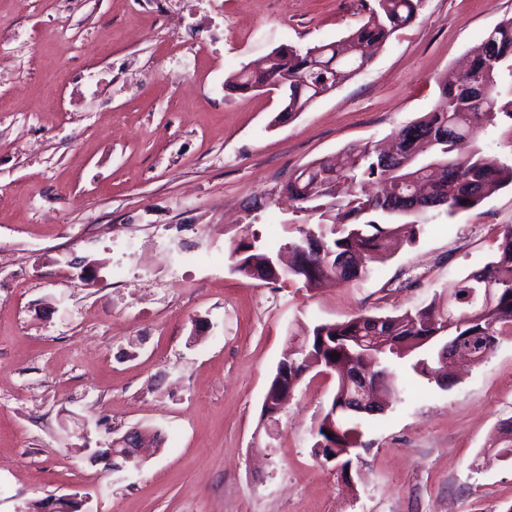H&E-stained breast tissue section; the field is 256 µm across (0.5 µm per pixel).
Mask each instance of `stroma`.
Returning a JSON list of instances; mask_svg holds the SVG:
<instances>
[{
  "instance_id": "obj_1",
  "label": "stroma",
  "mask_w": 512,
  "mask_h": 512,
  "mask_svg": "<svg viewBox=\"0 0 512 512\" xmlns=\"http://www.w3.org/2000/svg\"><path fill=\"white\" fill-rule=\"evenodd\" d=\"M49 2L0 0V512L65 495L85 512H512V455L493 444L512 420V337L449 364L444 387L396 365L400 395L363 416L347 481L312 452L332 377L308 373L276 424L262 417L302 327L447 301L489 262L511 185L345 284L248 282L230 254L316 223L285 198L291 174L430 111L512 0H423L280 124L279 94L228 78L346 37L357 0H180L175 35L136 0H82L65 34ZM133 427L160 448L110 469L99 449Z\"/></svg>"
}]
</instances>
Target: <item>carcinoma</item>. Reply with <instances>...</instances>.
Segmentation results:
<instances>
[{
    "label": "carcinoma",
    "mask_w": 512,
    "mask_h": 512,
    "mask_svg": "<svg viewBox=\"0 0 512 512\" xmlns=\"http://www.w3.org/2000/svg\"><path fill=\"white\" fill-rule=\"evenodd\" d=\"M422 0H361L360 25L343 40L275 51L265 70L253 75L241 70L227 85L249 92L256 85L275 86L283 108L277 119L294 118L313 105L317 91L327 92L366 67L363 50L388 40L417 18ZM512 75V18L495 26L474 50L464 74L439 84L433 108L398 129L397 157L386 160L367 145L344 149L339 160H316L295 171L284 186L288 201L301 211L319 213L316 235L298 230L287 242L296 261L284 279L313 288L328 279L350 282L370 274L373 262L390 258L399 220L410 219L412 234L423 231L428 213L453 216L478 206L498 189L512 184V165L485 161L471 138L473 128L512 122V101L499 103L497 82ZM497 251L482 268L472 271L448 290V306L431 302L399 314H358L344 322L318 323L305 332V360L288 361V377L303 378L309 367H322L336 378L335 392L317 421V441L323 459L341 461V473L351 470V454L364 447L361 416L342 410L346 368L386 374L395 360L420 348L431 351L413 369L433 379L432 362L441 353L476 342L492 352L502 337L512 336V225L496 234ZM234 273L255 279L273 252L240 240L233 245Z\"/></svg>",
    "instance_id": "cac0c4a2"
}]
</instances>
